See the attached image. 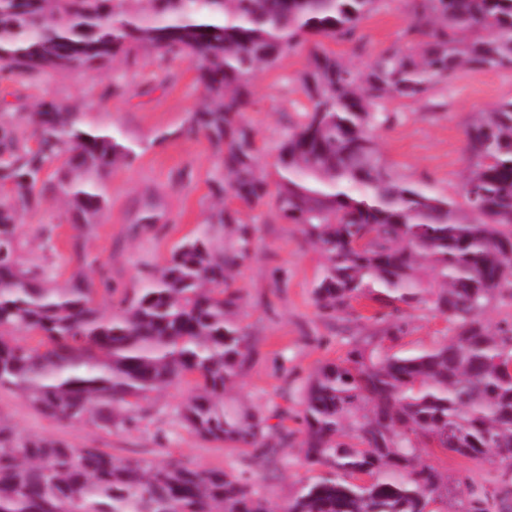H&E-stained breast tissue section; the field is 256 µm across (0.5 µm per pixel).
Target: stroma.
Returning <instances> with one entry per match:
<instances>
[{"mask_svg":"<svg viewBox=\"0 0 512 512\" xmlns=\"http://www.w3.org/2000/svg\"><path fill=\"white\" fill-rule=\"evenodd\" d=\"M408 23V0H382L361 25L362 48L332 41L327 47L362 70L379 51L404 44ZM306 63L307 53L300 50L251 79L246 118L256 133L259 164L267 172L275 170L278 143L303 99L297 77ZM509 97L511 70L459 73L450 87L429 98L392 103L398 116L391 127L377 131L380 152L399 174L455 192L463 171L467 121L472 113ZM43 98L79 107L95 126L131 145L134 154L113 170L107 182L108 207L96 223L77 225L70 209L53 197L38 212L24 215L25 260L52 262L59 273L69 275V241L78 235L93 261L85 269L88 279L98 281L104 271L118 290L135 288L139 268L166 262L175 245L197 229L209 203L208 178L217 157L204 138L185 132L189 114L200 102L196 70L186 62L141 55L100 71L4 78L0 123L10 121L16 107ZM147 210L155 214V223H141ZM242 217L256 228L254 254L236 276L244 297L239 319L255 353L242 371L236 396L243 407L262 415L286 411L288 441L280 442L275 433L269 437L278 449L276 464L258 465L250 454L188 431L178 415L191 389L187 383L143 401L147 419L132 432L61 426L8 390H0V418L21 433L60 437L77 448L96 446L118 457L156 463L176 458L193 467L246 472L273 501L294 493L308 475L299 447V390L318 366L345 358L350 340L370 329L367 317L381 306L363 299L353 312L322 313L312 289L324 258L304 241L299 226L247 209ZM50 224L59 233L53 253L41 247V229ZM406 321L401 341L406 349L429 347L448 332L447 320L426 305L407 310ZM160 430L166 438L159 443L155 434Z\"/></svg>","mask_w":512,"mask_h":512,"instance_id":"stroma-1","label":"stroma"}]
</instances>
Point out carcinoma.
Masks as SVG:
<instances>
[{"instance_id":"cac0c4a2","label":"carcinoma","mask_w":512,"mask_h":512,"mask_svg":"<svg viewBox=\"0 0 512 512\" xmlns=\"http://www.w3.org/2000/svg\"><path fill=\"white\" fill-rule=\"evenodd\" d=\"M380 2L0 0L1 75L94 71L141 50L197 64L202 103L189 131L222 156L200 227L107 312L96 296L114 294L112 280L86 278L80 236L70 242L77 271L61 281L24 262L19 224L50 194L96 222L112 170L133 149L53 99L0 125L1 390L63 426L123 432L140 428V402L194 376L183 425L275 461L268 420L282 413L249 414L232 399L254 352L235 286L255 247L243 208L299 225L325 256L313 287L321 310L363 297L391 308L344 360L305 381L313 475L293 497L272 502L233 471L21 435L0 418V512H438L450 500L452 512H512V97L473 113L452 195L394 172L373 136L396 119L388 101L423 98L461 71L512 70V0H411L409 46L377 53L359 76L323 40H361ZM304 47L305 103L272 182L246 119L251 77ZM427 303L448 336L415 351L387 346L406 333L405 309ZM430 448L493 476L450 481Z\"/></svg>"}]
</instances>
